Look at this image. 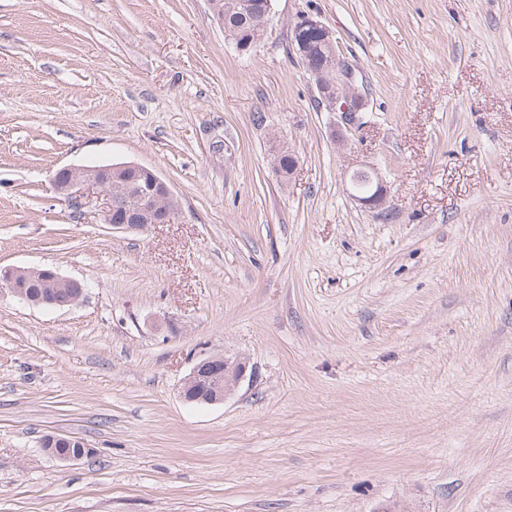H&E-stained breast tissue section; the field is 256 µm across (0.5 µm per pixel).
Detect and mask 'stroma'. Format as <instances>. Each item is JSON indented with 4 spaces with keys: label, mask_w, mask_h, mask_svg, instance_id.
<instances>
[{
    "label": "stroma",
    "mask_w": 512,
    "mask_h": 512,
    "mask_svg": "<svg viewBox=\"0 0 512 512\" xmlns=\"http://www.w3.org/2000/svg\"><path fill=\"white\" fill-rule=\"evenodd\" d=\"M303 14L365 87L353 130L292 49ZM116 162L175 223L116 232L52 185ZM364 166L385 209L347 191ZM13 266L86 291L0 292V512H512V0H273L247 53L209 0H0ZM210 356L245 379L185 403ZM357 173H364L370 177L371 181L373 183H375L374 193L369 194V195H358L351 191L350 186L352 185L353 176ZM348 191L354 200H356L359 204H361L363 207L368 208V209H373V210L383 209V208H385V205L388 200L386 185H385L382 177L376 172V170H374V168H372V169L360 168V169L355 170L350 177ZM38 281L45 288H50L49 297L33 296L28 288L31 281ZM33 282L31 290L38 294L41 284ZM84 288L86 285L80 282ZM80 283L71 278L60 275L56 270L51 268L31 269L21 267H6L0 269V288L8 291L17 299L36 306L49 305L55 308L73 307L76 305L84 294V290ZM77 286L75 294H68L65 289ZM58 294V295H57Z\"/></svg>",
    "instance_id": "stroma-1"
}]
</instances>
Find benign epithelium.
<instances>
[{
	"mask_svg": "<svg viewBox=\"0 0 512 512\" xmlns=\"http://www.w3.org/2000/svg\"><path fill=\"white\" fill-rule=\"evenodd\" d=\"M298 25L319 30L330 53L329 63L318 68L306 67L308 75L322 88L321 104L354 123L357 112L365 106L366 94L364 86L358 85L352 67L344 63L335 31L312 16L302 17ZM358 172L368 175L375 183L374 193H354L353 199L368 209L385 208L387 188L382 177L370 168H360ZM52 184L78 211L95 199L102 200V221L118 232L143 231L155 224H169L179 214V209L165 205L173 197L167 182L155 170L132 162L65 166L55 171ZM34 280L49 289V296L35 297L29 292L28 284ZM0 288L23 302L55 308L72 307L84 294L77 280L51 268H1ZM246 372L243 362L230 363L222 356L204 358L183 380L181 397L187 403H220L244 380Z\"/></svg>",
	"mask_w": 512,
	"mask_h": 512,
	"instance_id": "benign-epithelium-1",
	"label": "benign epithelium"
}]
</instances>
